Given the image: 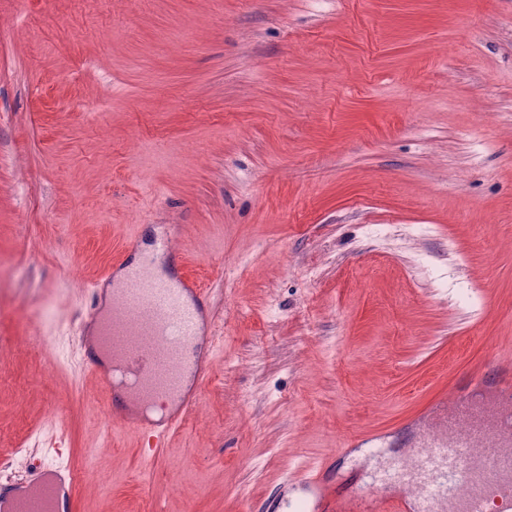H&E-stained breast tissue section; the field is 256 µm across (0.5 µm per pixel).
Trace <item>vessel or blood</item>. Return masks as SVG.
<instances>
[{
	"label": "vessel or blood",
	"instance_id": "1",
	"mask_svg": "<svg viewBox=\"0 0 512 512\" xmlns=\"http://www.w3.org/2000/svg\"><path fill=\"white\" fill-rule=\"evenodd\" d=\"M153 255L126 266L111 304L91 286L84 320L88 333L74 336L81 362L104 385L113 372L124 380L109 405L110 427L131 431L155 460L170 433L202 395L210 375L215 339L205 330L207 294L182 275L161 277ZM481 386L495 397L477 403L461 395L442 402L436 430L424 435L411 464L397 465L364 484L370 512H512V361L499 360ZM464 466L463 481L449 486L448 474ZM84 472L67 464L25 460L14 477H0V512H73Z\"/></svg>",
	"mask_w": 512,
	"mask_h": 512
}]
</instances>
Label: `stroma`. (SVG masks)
Returning <instances> with one entry per match:
<instances>
[{"label": "stroma", "mask_w": 512, "mask_h": 512, "mask_svg": "<svg viewBox=\"0 0 512 512\" xmlns=\"http://www.w3.org/2000/svg\"><path fill=\"white\" fill-rule=\"evenodd\" d=\"M171 234L222 342L148 464L65 329ZM0 346V459L61 441L75 512H263L318 462L348 501L344 439L408 455L512 356V0H0Z\"/></svg>", "instance_id": "35a3bbf8"}]
</instances>
